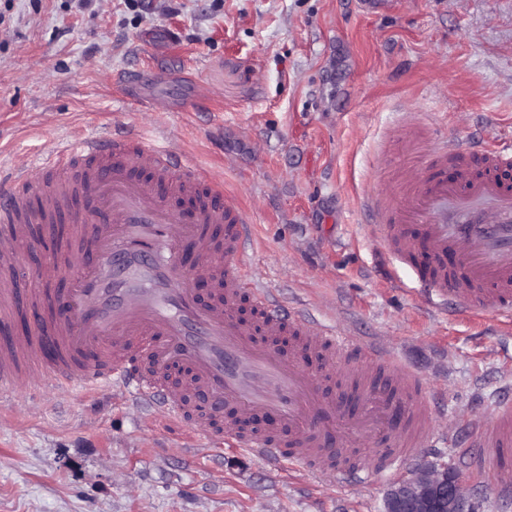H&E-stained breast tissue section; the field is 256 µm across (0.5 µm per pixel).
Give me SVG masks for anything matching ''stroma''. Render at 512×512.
Here are the masks:
<instances>
[{
	"instance_id": "35a3bbf8",
	"label": "stroma",
	"mask_w": 512,
	"mask_h": 512,
	"mask_svg": "<svg viewBox=\"0 0 512 512\" xmlns=\"http://www.w3.org/2000/svg\"><path fill=\"white\" fill-rule=\"evenodd\" d=\"M438 142L512 140V0H0V164L81 136H165L250 224L247 279L419 373L478 512L470 419L512 399V330L438 307L366 232L399 113ZM394 479L280 472L98 390L0 397V512H382Z\"/></svg>"
}]
</instances>
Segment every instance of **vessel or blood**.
Here are the masks:
<instances>
[{
	"label": "vessel or blood",
	"mask_w": 512,
	"mask_h": 512,
	"mask_svg": "<svg viewBox=\"0 0 512 512\" xmlns=\"http://www.w3.org/2000/svg\"><path fill=\"white\" fill-rule=\"evenodd\" d=\"M393 141L416 162L389 190L365 194L374 237L401 261L454 257L429 279L437 298L511 326L512 140L474 151L470 163L456 146L436 153L406 122ZM63 208L83 260L48 295L52 317L17 330L10 299L43 294L19 288L17 251L29 225ZM189 247L198 256L190 267ZM247 250L242 211L174 150L139 135L68 141L34 174L0 167V394L39 379L108 391L209 427L213 443L278 470L312 472L330 450L357 459L373 446L396 473L435 434L421 378L381 345L286 316L271 289L245 278ZM213 272L214 297L200 303L194 285ZM324 376L353 390L358 410L338 409ZM469 428L474 469L511 497L512 401H496Z\"/></svg>",
	"instance_id": "1"
}]
</instances>
